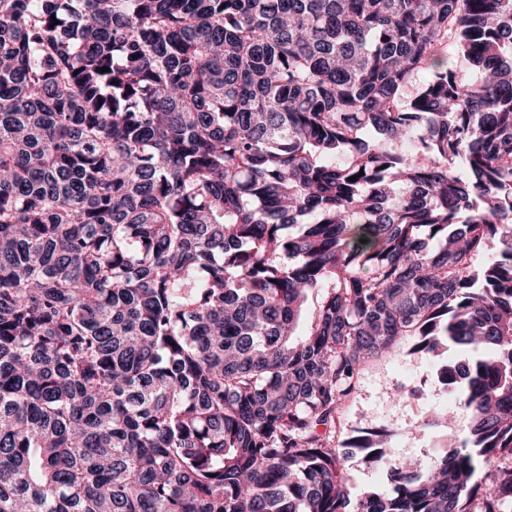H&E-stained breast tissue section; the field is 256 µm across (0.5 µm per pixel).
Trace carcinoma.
Masks as SVG:
<instances>
[{"mask_svg":"<svg viewBox=\"0 0 512 512\" xmlns=\"http://www.w3.org/2000/svg\"><path fill=\"white\" fill-rule=\"evenodd\" d=\"M403 336L464 437L354 497ZM0 512H512V0H0Z\"/></svg>","mask_w":512,"mask_h":512,"instance_id":"carcinoma-1","label":"carcinoma"}]
</instances>
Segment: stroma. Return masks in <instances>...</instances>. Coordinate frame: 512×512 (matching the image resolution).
<instances>
[{
	"mask_svg": "<svg viewBox=\"0 0 512 512\" xmlns=\"http://www.w3.org/2000/svg\"><path fill=\"white\" fill-rule=\"evenodd\" d=\"M407 336L362 365L353 395L343 402L337 440L360 431L384 430L397 455L420 458L443 453L460 437V409L440 384L437 363Z\"/></svg>",
	"mask_w": 512,
	"mask_h": 512,
	"instance_id": "1",
	"label": "stroma"
}]
</instances>
